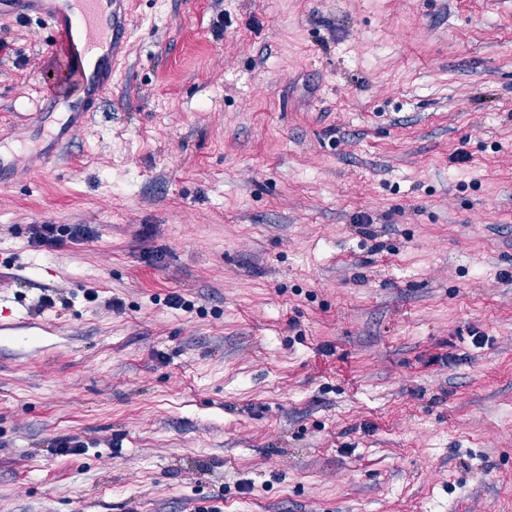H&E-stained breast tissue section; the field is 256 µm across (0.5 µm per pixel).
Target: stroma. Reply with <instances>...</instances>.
I'll return each mask as SVG.
<instances>
[{
	"instance_id": "35a3bbf8",
	"label": "stroma",
	"mask_w": 512,
	"mask_h": 512,
	"mask_svg": "<svg viewBox=\"0 0 512 512\" xmlns=\"http://www.w3.org/2000/svg\"><path fill=\"white\" fill-rule=\"evenodd\" d=\"M128 8L0 186V512H512V0ZM59 66L0 20L1 139ZM91 236V230L82 224L63 225V227L57 224H36L30 242L34 248H42L38 250L49 252L60 248L67 240L73 242L88 239Z\"/></svg>"
}]
</instances>
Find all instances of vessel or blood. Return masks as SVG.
I'll return each instance as SVG.
<instances>
[{"label":"vessel or blood","mask_w":512,"mask_h":512,"mask_svg":"<svg viewBox=\"0 0 512 512\" xmlns=\"http://www.w3.org/2000/svg\"><path fill=\"white\" fill-rule=\"evenodd\" d=\"M36 16L52 32L64 58L61 88L46 92L39 118L52 113L67 115L65 127L40 129L41 142L29 148L26 141L0 146V185L19 173V157L26 152L49 162L63 144L69 128L82 122L112 84V66L123 48L128 25L126 0H0V18Z\"/></svg>","instance_id":"b4317fda"}]
</instances>
